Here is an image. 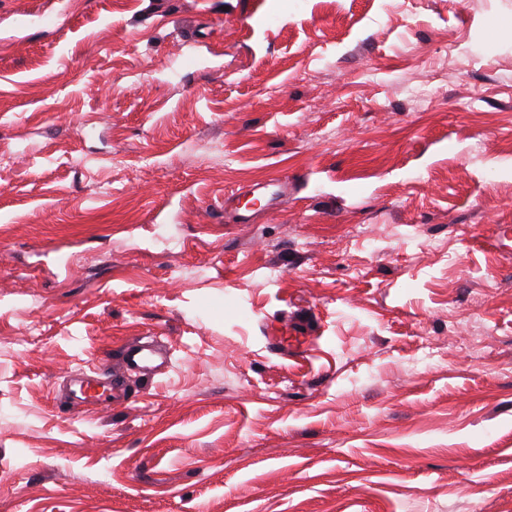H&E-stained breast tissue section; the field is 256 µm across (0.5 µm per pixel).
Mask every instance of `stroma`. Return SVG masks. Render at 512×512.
Segmentation results:
<instances>
[{
  "label": "stroma",
  "mask_w": 512,
  "mask_h": 512,
  "mask_svg": "<svg viewBox=\"0 0 512 512\" xmlns=\"http://www.w3.org/2000/svg\"><path fill=\"white\" fill-rule=\"evenodd\" d=\"M0 512H512V0H0ZM156 356H158L157 353L152 349L131 345L123 353L122 363L127 371L153 368L157 367Z\"/></svg>",
  "instance_id": "obj_1"
}]
</instances>
